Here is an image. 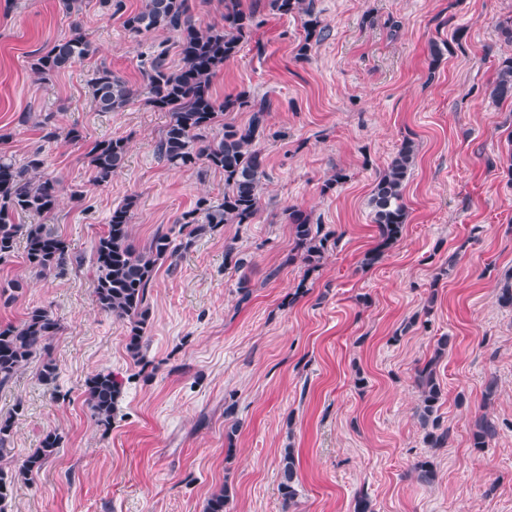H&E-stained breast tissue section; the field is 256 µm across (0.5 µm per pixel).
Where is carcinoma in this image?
I'll return each instance as SVG.
<instances>
[{"mask_svg": "<svg viewBox=\"0 0 512 512\" xmlns=\"http://www.w3.org/2000/svg\"><path fill=\"white\" fill-rule=\"evenodd\" d=\"M314 0H269L280 15L302 14L306 32L299 56H307L311 41L323 39L325 27L314 14ZM193 0H145L142 8L126 15L123 24L134 35L162 29L178 35L177 47L183 65L171 69L168 49L153 52L142 63L141 74L147 90V102L155 109L170 113V120L156 144L157 156L173 168H191L201 163L224 172V202L213 205L197 200L195 207L178 220L180 240L156 234L142 246L134 244L131 222L135 198L130 197L112 211L109 223L99 235L93 251L95 295L100 309L129 325L126 349L131 358H142L143 337L151 319L148 290L158 265L173 260L188 250L195 240L221 224H250L260 204L266 174V158L257 141L267 127L270 101L243 90L219 102L213 97L211 78L224 62L235 57L242 44L258 25L252 12L240 8V0H224V26L199 30L193 20ZM92 52L91 44L80 29L58 40L34 62L35 71L48 78ZM99 108L112 112L124 108L131 99L126 82L102 67L90 78ZM498 103L512 101V55L498 60L494 81L487 88ZM247 112V125L223 120L228 112ZM128 152L127 140L106 139L94 143L88 151L96 182L104 184L120 170ZM416 160V145L405 139L386 169L374 182L369 205L371 221L376 226L378 244L362 260L365 267L376 264L384 252L403 235L408 212L403 198L405 184ZM44 160L33 154L23 166L0 152V263L9 261L19 242H24L27 266L38 276H48L67 263L66 241L45 224H17L23 213L50 216L57 208L59 182L41 176ZM288 219L294 225V252L288 261L300 257L308 269L317 268L328 250L329 235L309 215L293 209ZM60 330L52 311L44 306L27 310L19 324H0V388L8 386L18 372L34 358L41 359L39 379L53 386L57 366L50 355L51 340ZM449 339L440 337L432 356L416 371L419 393L418 414L423 443L429 448L448 446L449 430L442 427L438 410L443 389L437 376L439 361L448 351ZM86 401L95 420L108 427L122 395V382L110 372L100 371L85 381ZM14 430L13 417L0 418V459L8 453ZM499 434L495 421L478 418L470 432V444L482 452ZM61 436L46 433L38 448L17 465L0 466V512H11L13 490L31 479L58 453ZM417 479L425 484L435 480L433 462L424 457L414 465ZM279 493L286 507L296 504L297 459L292 448L284 449L280 460ZM231 497L229 485L213 491L204 512H226Z\"/></svg>", "mask_w": 512, "mask_h": 512, "instance_id": "obj_1", "label": "carcinoma"}]
</instances>
